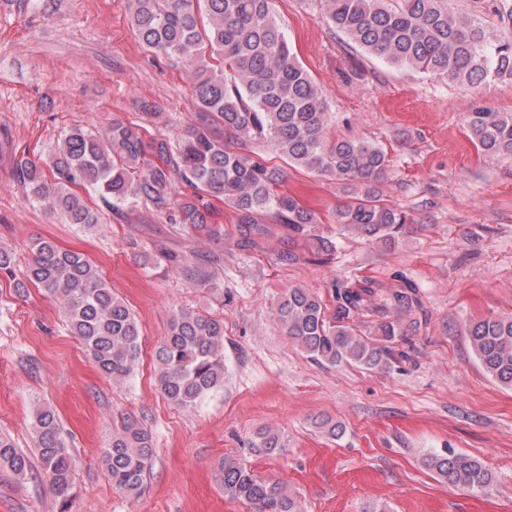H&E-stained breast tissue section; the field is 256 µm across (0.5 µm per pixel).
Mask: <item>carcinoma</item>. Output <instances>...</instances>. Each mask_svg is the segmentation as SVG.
<instances>
[{"mask_svg": "<svg viewBox=\"0 0 512 512\" xmlns=\"http://www.w3.org/2000/svg\"><path fill=\"white\" fill-rule=\"evenodd\" d=\"M325 17L349 43L399 69L433 73L469 89L489 80L512 81V12L492 30L455 13L448 0H323ZM271 0H130V22L150 51L187 63L198 121L176 138L145 137L144 127L114 120L103 132L75 126L51 155L53 179L23 158L16 175L33 199L65 223L92 230L98 213L78 193L93 190L111 209L149 204L184 229L207 233L213 211L205 197L228 204L235 214L239 245L249 248L267 233L266 216L296 234L318 223L312 210L279 191L288 169L327 176L347 190L336 223L368 241L396 247L413 226L406 212L386 203L379 183L390 159L362 138H330L333 113L322 90L293 53L274 18ZM471 138L485 156L512 162V113L473 112ZM266 145L283 165L270 166L251 150ZM194 198L177 204L176 183ZM29 260L16 277L15 256L0 250V275L31 283L56 299L72 334L98 370L125 381L139 366L141 331L130 308L112 294L101 270L83 254L62 250L46 238L28 246ZM372 282L332 284L333 308L305 287L288 289L277 320L295 346L320 365L355 364L386 370L406 352L394 347L405 335L396 316L420 307L415 287L392 290L375 302ZM373 318L365 336L360 319ZM471 352L494 382L512 389V316L472 319L465 326ZM157 387L164 399L189 409L224 388V322L190 311L172 313L155 350ZM38 463L59 512L74 499L73 449L48 408L36 411ZM251 447L275 455L285 447L276 431L258 432ZM155 455L152 433L126 418L112 430L101 461L112 487L139 498ZM24 478L31 458L0 435V467ZM428 466L452 487L484 491L492 472L465 454H435ZM224 496L252 504L255 512H304L300 500L278 481L258 477L245 463L221 465Z\"/></svg>", "mask_w": 512, "mask_h": 512, "instance_id": "cac0c4a2", "label": "carcinoma"}]
</instances>
